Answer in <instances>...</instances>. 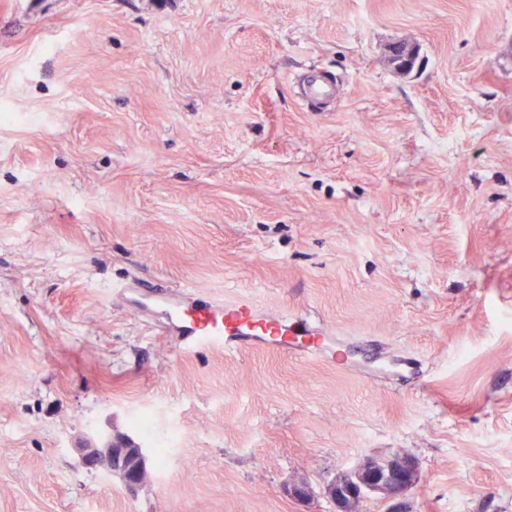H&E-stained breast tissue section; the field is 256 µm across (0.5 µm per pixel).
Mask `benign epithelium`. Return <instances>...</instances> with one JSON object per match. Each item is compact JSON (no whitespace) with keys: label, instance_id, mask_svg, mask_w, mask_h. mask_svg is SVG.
I'll use <instances>...</instances> for the list:
<instances>
[{"label":"benign epithelium","instance_id":"obj_1","mask_svg":"<svg viewBox=\"0 0 512 512\" xmlns=\"http://www.w3.org/2000/svg\"><path fill=\"white\" fill-rule=\"evenodd\" d=\"M388 56L398 71L407 73L414 67L417 46L412 42H395L388 46ZM146 461L145 449L129 439L114 441L110 434L88 440L85 447L79 449L78 457L79 465L84 468L117 476L128 493L142 485ZM418 482L417 472L411 466L401 470L364 471L356 478L334 485L329 495L336 505V512H349L345 507L346 500L360 501L368 495L392 503L391 512H407L403 497Z\"/></svg>","mask_w":512,"mask_h":512}]
</instances>
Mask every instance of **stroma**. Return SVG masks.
<instances>
[{"label":"stroma","instance_id":"35a3bbf8","mask_svg":"<svg viewBox=\"0 0 512 512\" xmlns=\"http://www.w3.org/2000/svg\"><path fill=\"white\" fill-rule=\"evenodd\" d=\"M133 278L377 347L187 350ZM395 455L512 512V0H0V512H336ZM387 51L392 64L398 71L407 73L413 69L418 51L416 44L399 41L389 45ZM146 461L145 448L125 438L112 441V434L94 436L85 448H79L80 466L116 475L128 493H134L142 485Z\"/></svg>","mask_w":512,"mask_h":512}]
</instances>
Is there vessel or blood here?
<instances>
[{"label":"vessel or blood","mask_w":512,"mask_h":512,"mask_svg":"<svg viewBox=\"0 0 512 512\" xmlns=\"http://www.w3.org/2000/svg\"><path fill=\"white\" fill-rule=\"evenodd\" d=\"M124 295L130 302L144 296L149 306L164 311L168 317L167 333L183 336L190 349L206 346L232 351L250 344L288 353L303 343L307 355L325 354L333 363L344 359L345 350L324 351L322 341L327 332L323 325L307 317L268 315L246 293L225 305L213 301L197 304L185 291L147 290L140 294L129 288Z\"/></svg>","instance_id":"vessel-or-blood-1"}]
</instances>
